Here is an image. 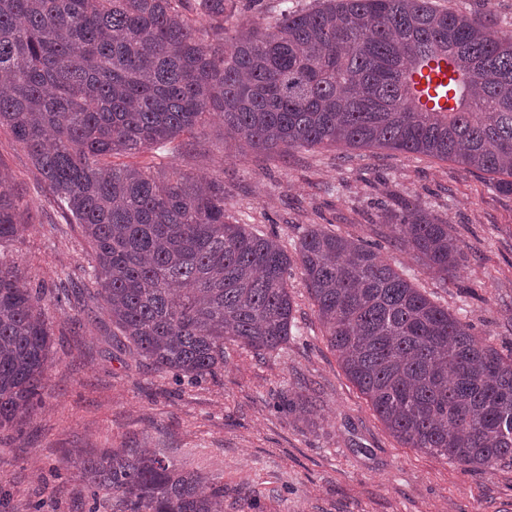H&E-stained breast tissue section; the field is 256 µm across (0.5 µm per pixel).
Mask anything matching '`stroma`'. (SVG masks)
Here are the masks:
<instances>
[{
	"label": "stroma",
	"mask_w": 512,
	"mask_h": 512,
	"mask_svg": "<svg viewBox=\"0 0 512 512\" xmlns=\"http://www.w3.org/2000/svg\"><path fill=\"white\" fill-rule=\"evenodd\" d=\"M501 34H512V0H433ZM192 176L224 183L239 223L293 244L322 224L374 244L418 288L512 353V194L485 173L387 149L333 147L259 156L214 117L194 145L166 158ZM0 167L29 208L22 237L4 247L29 287L44 294L51 325L42 402L0 431V512H88L79 460L116 448H147L224 485V512H512V463L466 471L400 445L341 368L320 325L298 262L288 268L298 336L256 356L228 345L224 369L200 384L133 356L100 300L54 299L60 278L88 258L41 185L28 151L0 131ZM417 207L451 224L465 260L440 281L390 241L385 213ZM314 391L317 412L281 409L282 397Z\"/></svg>",
	"instance_id": "stroma-1"
}]
</instances>
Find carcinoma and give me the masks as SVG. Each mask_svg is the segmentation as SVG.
Masks as SVG:
<instances>
[{
	"label": "carcinoma",
	"instance_id": "1",
	"mask_svg": "<svg viewBox=\"0 0 512 512\" xmlns=\"http://www.w3.org/2000/svg\"><path fill=\"white\" fill-rule=\"evenodd\" d=\"M235 0H0V130L28 149L91 246L117 336L158 370L202 382L224 345L257 356L293 336L290 258L224 211V181L117 167L217 115L248 149H389L453 161L512 193V35L431 0H317L237 31ZM448 58L446 112L408 83ZM28 209L0 174V247ZM446 282L464 254L419 208L387 225ZM346 375L407 448L489 473L512 462V355L431 300L372 244L307 224L293 244ZM51 328L40 290L0 256V430L42 400ZM112 512H224V486L133 448L79 465Z\"/></svg>",
	"mask_w": 512,
	"mask_h": 512
}]
</instances>
